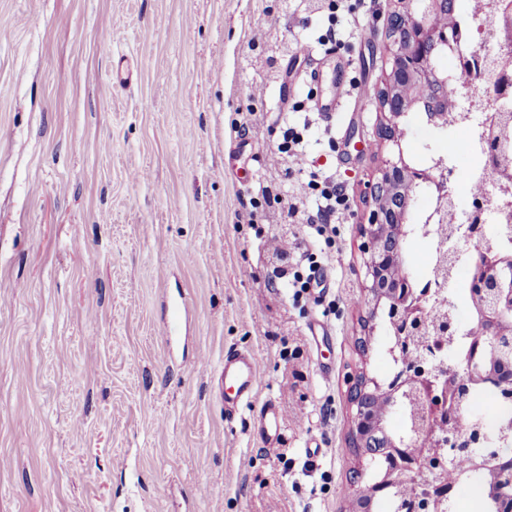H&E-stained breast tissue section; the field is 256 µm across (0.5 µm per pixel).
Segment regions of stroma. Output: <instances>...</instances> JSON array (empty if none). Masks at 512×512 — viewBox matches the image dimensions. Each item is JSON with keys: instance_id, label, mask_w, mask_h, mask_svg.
I'll list each match as a JSON object with an SVG mask.
<instances>
[{"instance_id": "obj_1", "label": "stroma", "mask_w": 512, "mask_h": 512, "mask_svg": "<svg viewBox=\"0 0 512 512\" xmlns=\"http://www.w3.org/2000/svg\"><path fill=\"white\" fill-rule=\"evenodd\" d=\"M312 3L0 0V512H345L376 478L350 449L349 393L395 370L382 320L357 343L380 115L350 97L326 117L302 76L321 70L327 98L343 75L379 89L394 3ZM330 28L333 56L286 78L289 45ZM289 112L349 200L329 246L274 199ZM404 128L417 168L460 139L416 112ZM313 261L317 299L290 286ZM230 351L280 408L274 449L253 407L224 416Z\"/></svg>"}]
</instances>
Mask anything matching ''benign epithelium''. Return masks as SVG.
Segmentation results:
<instances>
[{"instance_id":"1","label":"benign epithelium","mask_w":512,"mask_h":512,"mask_svg":"<svg viewBox=\"0 0 512 512\" xmlns=\"http://www.w3.org/2000/svg\"><path fill=\"white\" fill-rule=\"evenodd\" d=\"M398 3L407 36L386 40L388 70L378 97L384 116L381 135L389 156L384 158L377 180L367 186L371 210L360 232L368 306L364 327L372 332L378 313H385L395 347L400 348L432 332L442 336L450 319L449 302L443 296L435 300V309L418 305L415 281L405 266L404 243L411 234L409 201L415 189L420 185L437 189L436 206L426 218L429 224L437 223L439 214L448 208L452 189L444 159H437L427 169H416L406 161L399 129L400 119L417 101L435 85H448V71L435 64L437 55L448 52V34L435 21L439 0ZM385 194L394 198V206L382 201ZM511 276L512 251L480 253L470 279V290L476 296L477 331L483 340L480 358L462 364L443 363L434 369L399 361L398 370L387 383L364 372L353 378L352 436L360 439L374 433L389 434V414L394 410L405 411L412 421L409 440L392 437L386 447L372 446L361 455L363 460L381 455L388 465L379 481L359 487L354 497L371 498L379 487L405 488L411 496L407 512H440L445 495L441 493L439 468L421 462L408 449L421 444L426 457L441 448L457 447L458 427L472 387L495 381L501 390L512 391V377L498 373L512 360ZM471 460V471L482 474L487 496L497 512H512V495L503 491L505 483L512 484V474L495 464L499 456L473 453Z\"/></svg>"}]
</instances>
